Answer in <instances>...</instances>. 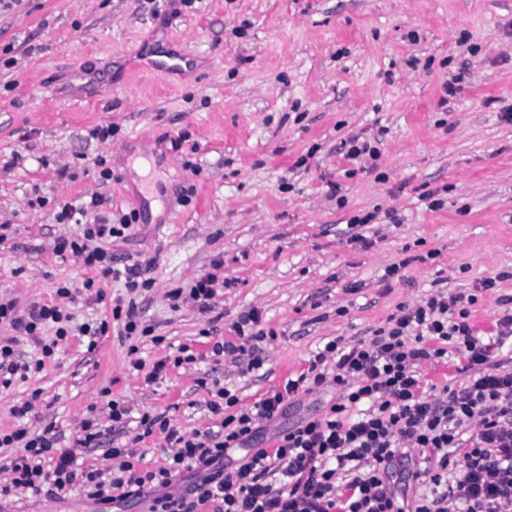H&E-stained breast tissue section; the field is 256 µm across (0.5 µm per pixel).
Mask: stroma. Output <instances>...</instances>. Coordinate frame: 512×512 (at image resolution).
<instances>
[{"label": "stroma", "instance_id": "1", "mask_svg": "<svg viewBox=\"0 0 512 512\" xmlns=\"http://www.w3.org/2000/svg\"><path fill=\"white\" fill-rule=\"evenodd\" d=\"M159 44L188 55L187 68L133 69ZM81 71L105 78L106 105L73 98ZM452 81L459 90L445 96ZM509 108L512 0H14L0 9V296L23 315L57 305L108 331L93 349L67 337L42 371L0 388V433L50 425L66 448L88 412L107 419L112 397L189 435L213 430L215 387L252 407L328 341H371L399 305L436 291L477 293L476 332L500 336L497 299L512 294ZM108 124L111 140L91 137ZM354 136L377 141L376 163L346 159ZM429 191L442 208L428 209ZM95 194L103 203L86 223L138 213L105 244L152 280L135 294L146 331L129 339L112 320L122 282L86 290L97 271L55 252L79 231L57 221L58 203ZM371 211L376 220L350 227ZM216 265L226 285L215 298L172 308L173 290ZM63 285L72 298L58 296ZM254 308L269 337L262 367L243 375L212 346L237 342L233 325ZM136 357L166 360L161 379L146 382ZM332 397L304 396L255 447ZM0 512L141 509L27 491Z\"/></svg>", "mask_w": 512, "mask_h": 512}]
</instances>
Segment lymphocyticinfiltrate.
Returning <instances> with one entry per match:
<instances>
[{"mask_svg":"<svg viewBox=\"0 0 512 512\" xmlns=\"http://www.w3.org/2000/svg\"><path fill=\"white\" fill-rule=\"evenodd\" d=\"M132 221L125 215L113 225H88L82 237L58 239L55 251L83 256L128 289L149 287L140 265L114 267L111 255L92 244L124 236ZM476 300L435 294L400 305L371 342H327L305 371L252 408H238L235 393L216 389L208 403L222 418L215 432L188 436L165 417L144 412L135 419L123 401L110 400L111 430L133 423L143 436L163 434L172 453L166 465L150 470L137 469L133 451L118 447L109 449L111 478L78 466L81 451L105 444L107 430L93 416L64 450L48 429L0 434L1 448H23L8 466L0 498L46 486L60 499L79 483L97 503H141L146 512H512V371L492 360L499 341L475 333L470 307ZM451 350L470 379L427 394L421 362ZM328 386L336 397L322 416L282 431L272 449H251L259 423L276 422L286 402ZM236 449L244 457L224 468ZM401 460L411 465L409 480L430 485V493L398 499L387 477ZM185 470L193 482L174 488Z\"/></svg>","mask_w":512,"mask_h":512,"instance_id":"f902f5d3","label":"lymphocytic infiltrate"}]
</instances>
